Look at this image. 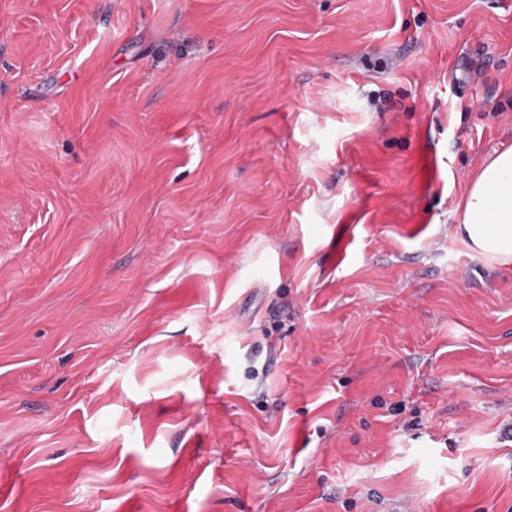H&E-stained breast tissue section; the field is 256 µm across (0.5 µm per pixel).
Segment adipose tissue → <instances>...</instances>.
<instances>
[{"label": "adipose tissue", "instance_id": "1", "mask_svg": "<svg viewBox=\"0 0 512 512\" xmlns=\"http://www.w3.org/2000/svg\"><path fill=\"white\" fill-rule=\"evenodd\" d=\"M458 214V231L474 253L512 263V146L486 158Z\"/></svg>", "mask_w": 512, "mask_h": 512}]
</instances>
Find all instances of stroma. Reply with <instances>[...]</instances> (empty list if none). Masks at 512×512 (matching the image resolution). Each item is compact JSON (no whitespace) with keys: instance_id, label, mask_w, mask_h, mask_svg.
<instances>
[{"instance_id":"1","label":"stroma","mask_w":512,"mask_h":512,"mask_svg":"<svg viewBox=\"0 0 512 512\" xmlns=\"http://www.w3.org/2000/svg\"><path fill=\"white\" fill-rule=\"evenodd\" d=\"M512 0H0V512H512ZM457 211L474 253L512 263V146L486 158Z\"/></svg>"}]
</instances>
